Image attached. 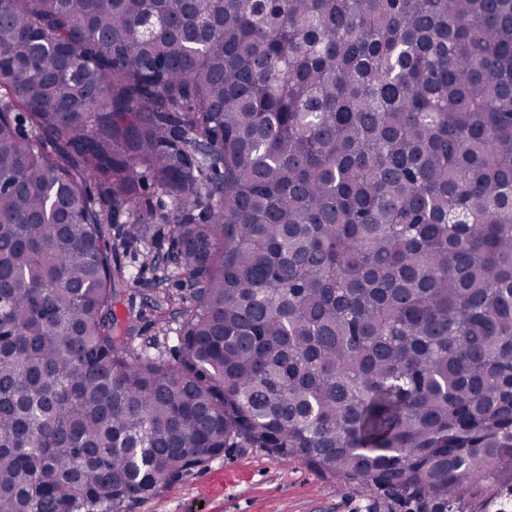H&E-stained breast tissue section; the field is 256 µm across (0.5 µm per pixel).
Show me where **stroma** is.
<instances>
[{
	"label": "stroma",
	"instance_id": "stroma-1",
	"mask_svg": "<svg viewBox=\"0 0 512 512\" xmlns=\"http://www.w3.org/2000/svg\"><path fill=\"white\" fill-rule=\"evenodd\" d=\"M127 227H108L119 263L139 273L140 285H127L120 312L137 311L133 326L144 341H157L162 357H170L171 344L163 340L161 326L146 314L143 285L149 268L165 242L158 237L128 242ZM119 512H390L381 494L341 486L335 479L310 470L299 460L283 461L261 448H233L214 458L205 468L185 475L173 491L156 497L125 502Z\"/></svg>",
	"mask_w": 512,
	"mask_h": 512
}]
</instances>
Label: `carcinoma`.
<instances>
[{"instance_id":"cac0c4a2","label":"carcinoma","mask_w":512,"mask_h":512,"mask_svg":"<svg viewBox=\"0 0 512 512\" xmlns=\"http://www.w3.org/2000/svg\"><path fill=\"white\" fill-rule=\"evenodd\" d=\"M0 180V512L229 448L507 512L512 0H0ZM121 221L167 238L170 360L117 314Z\"/></svg>"}]
</instances>
